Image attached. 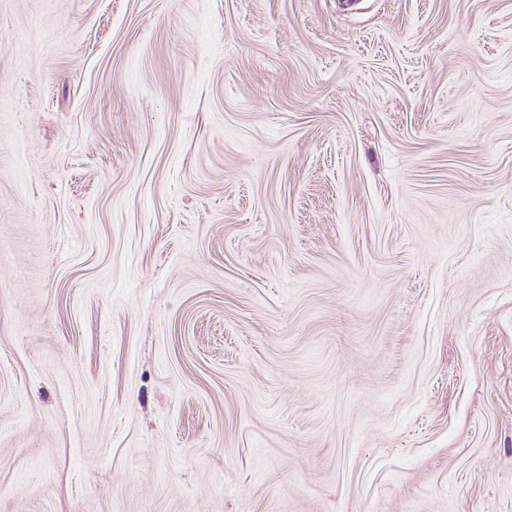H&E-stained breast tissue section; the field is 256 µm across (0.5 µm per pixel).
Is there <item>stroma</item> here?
I'll return each instance as SVG.
<instances>
[{
  "instance_id": "stroma-1",
  "label": "stroma",
  "mask_w": 512,
  "mask_h": 512,
  "mask_svg": "<svg viewBox=\"0 0 512 512\" xmlns=\"http://www.w3.org/2000/svg\"><path fill=\"white\" fill-rule=\"evenodd\" d=\"M0 512H512V0H0Z\"/></svg>"
}]
</instances>
